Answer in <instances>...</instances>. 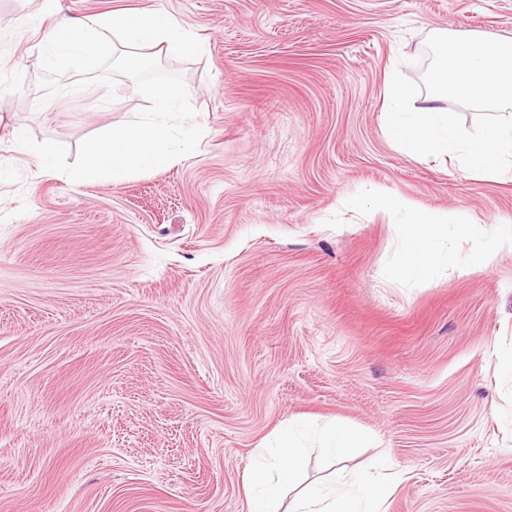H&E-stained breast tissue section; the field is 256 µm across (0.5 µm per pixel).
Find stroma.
Masks as SVG:
<instances>
[{
    "label": "stroma",
    "mask_w": 512,
    "mask_h": 512,
    "mask_svg": "<svg viewBox=\"0 0 512 512\" xmlns=\"http://www.w3.org/2000/svg\"><path fill=\"white\" fill-rule=\"evenodd\" d=\"M153 9L205 46L148 51L197 150L117 187L39 171L15 128L73 153L144 104L73 72L40 103L47 34ZM436 34L511 40L512 0H0V512H244L256 448L300 415L375 434L342 465L404 471L387 512H512V249L471 264L512 174L386 124ZM370 190L457 210L458 266L394 281L393 218L344 203Z\"/></svg>",
    "instance_id": "1"
}]
</instances>
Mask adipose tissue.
Segmentation results:
<instances>
[{"label":"adipose tissue","mask_w":512,"mask_h":512,"mask_svg":"<svg viewBox=\"0 0 512 512\" xmlns=\"http://www.w3.org/2000/svg\"><path fill=\"white\" fill-rule=\"evenodd\" d=\"M376 210L404 217V249L392 272L393 278L421 284L431 280L436 268L456 264V254L447 244L453 216L445 211L418 210L403 197L370 191L365 195ZM309 424L296 419L280 428L273 441L259 449L244 477L247 512H384V505L401 476L383 469L356 474L337 470L327 485H311L282 505L281 493L293 485L308 455ZM373 435L337 423L321 434L323 451L335 458L364 448Z\"/></svg>","instance_id":"1"}]
</instances>
